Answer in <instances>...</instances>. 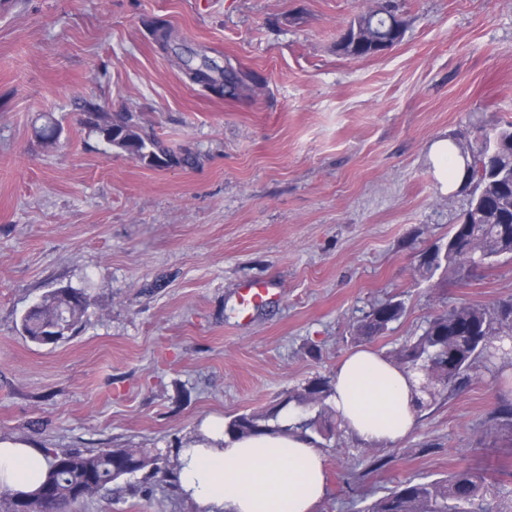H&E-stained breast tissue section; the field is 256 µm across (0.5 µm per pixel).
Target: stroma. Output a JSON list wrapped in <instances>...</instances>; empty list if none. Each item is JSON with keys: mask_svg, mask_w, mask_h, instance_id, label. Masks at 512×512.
<instances>
[{"mask_svg": "<svg viewBox=\"0 0 512 512\" xmlns=\"http://www.w3.org/2000/svg\"><path fill=\"white\" fill-rule=\"evenodd\" d=\"M374 0H0V436L50 453L174 456L207 417L266 411L333 375L361 311L403 316L390 355L433 311L512 297V259L428 278L466 194L442 190L433 141L512 121V0H395L402 41L370 57L336 37ZM250 72L255 93L193 84L153 42ZM139 113L182 166L110 148L88 112ZM53 119L56 145L36 138ZM269 300L237 313L244 283ZM83 290L82 327L55 345L21 333L50 291ZM512 368L481 369L426 401L401 443L323 440L318 512H360L409 478L466 466L512 489V447L489 445ZM135 490L70 512H200L146 469Z\"/></svg>", "mask_w": 512, "mask_h": 512, "instance_id": "stroma-1", "label": "stroma"}]
</instances>
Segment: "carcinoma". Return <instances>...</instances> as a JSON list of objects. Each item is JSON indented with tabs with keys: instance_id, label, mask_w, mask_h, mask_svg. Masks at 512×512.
<instances>
[{
	"instance_id": "carcinoma-1",
	"label": "carcinoma",
	"mask_w": 512,
	"mask_h": 512,
	"mask_svg": "<svg viewBox=\"0 0 512 512\" xmlns=\"http://www.w3.org/2000/svg\"><path fill=\"white\" fill-rule=\"evenodd\" d=\"M174 31L163 23L153 25L151 35L164 50ZM191 81L222 96H237L255 91L257 80L249 74L214 65L204 58L193 65V58L182 61ZM89 127L115 149L130 151L152 165H179L188 161L172 152L142 125L134 112L112 114L94 110ZM458 154L468 160L467 173L472 184L468 199L469 224L457 223L448 231L446 244H435L421 254L419 269L427 275L453 271L469 275L512 255V121L486 131L480 129L473 139L453 142ZM404 305L388 300L373 306L355 328L354 339L371 342L399 320ZM87 313L84 291L57 288L21 318V330L32 342L46 344L70 338ZM392 361L408 371L422 372L430 398L443 395L465 383L469 371L480 365L491 378H498L512 366V297L490 305L460 303L430 315L421 333L393 351ZM333 394L332 378L315 376L301 387L288 392L274 408L265 413H239L224 422L230 436L258 435L269 429V421L289 404L316 415L300 418L298 427L325 438L334 435L332 426H323L327 401ZM512 434V405L498 410L488 438ZM164 458L142 448H101L97 451L52 453L48 458L46 480L34 493L24 495L5 491L0 494L3 512H23L24 499L45 495L40 508L45 512H69L72 504L97 495L112 493V484L132 477L147 467L159 471ZM364 512H507L490 488L487 477L478 469L465 467L446 479L410 478L385 490Z\"/></svg>"
}]
</instances>
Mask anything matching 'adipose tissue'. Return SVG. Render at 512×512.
<instances>
[{
  "label": "adipose tissue",
  "mask_w": 512,
  "mask_h": 512,
  "mask_svg": "<svg viewBox=\"0 0 512 512\" xmlns=\"http://www.w3.org/2000/svg\"><path fill=\"white\" fill-rule=\"evenodd\" d=\"M332 397L347 433L365 443H400L416 422L417 373L404 371L372 348L340 361ZM297 410L285 417L289 431L232 437L222 420L204 424L201 436L179 451L183 493L202 512H316L326 494L323 455L295 430ZM46 453L0 437V489L29 494L45 481Z\"/></svg>",
  "instance_id": "obj_1"
}]
</instances>
